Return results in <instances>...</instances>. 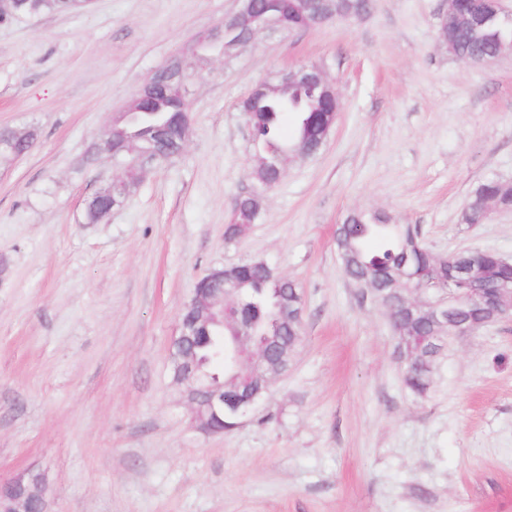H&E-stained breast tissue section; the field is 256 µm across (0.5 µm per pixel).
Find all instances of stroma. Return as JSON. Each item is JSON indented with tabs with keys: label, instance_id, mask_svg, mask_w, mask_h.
<instances>
[{
	"label": "stroma",
	"instance_id": "35a3bbf8",
	"mask_svg": "<svg viewBox=\"0 0 512 512\" xmlns=\"http://www.w3.org/2000/svg\"><path fill=\"white\" fill-rule=\"evenodd\" d=\"M234 7L91 0L0 25V127L38 130L0 165V482L40 474L47 512H512V317L448 339L413 396L385 308L335 243L362 209L418 225L433 253L512 259V210L460 221L481 182L512 181V55L448 53V0H369L360 18L213 53L190 83L181 156L85 223L119 171L104 154L83 164L91 141ZM312 63L336 85L335 127L226 240L234 199L256 187L239 105ZM253 258L300 286L303 340L237 427L207 434L169 349L197 281Z\"/></svg>",
	"mask_w": 512,
	"mask_h": 512
}]
</instances>
